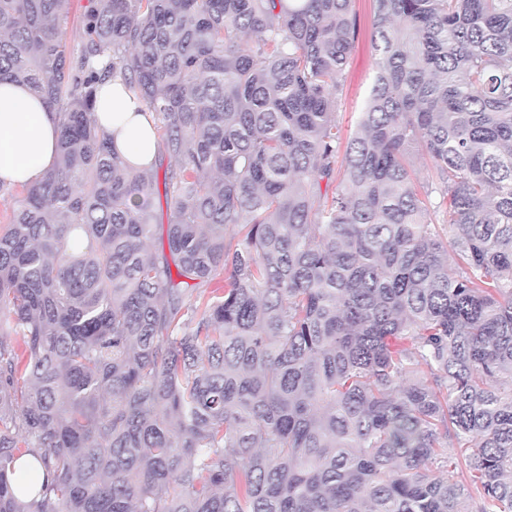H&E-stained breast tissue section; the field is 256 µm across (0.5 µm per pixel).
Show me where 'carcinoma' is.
<instances>
[{
  "label": "carcinoma",
  "instance_id": "1",
  "mask_svg": "<svg viewBox=\"0 0 512 512\" xmlns=\"http://www.w3.org/2000/svg\"><path fill=\"white\" fill-rule=\"evenodd\" d=\"M352 2L88 0L70 59L69 0H0L60 120L0 229V512H512V0H374L344 141ZM100 56L176 164L154 253ZM352 9L357 18V34L343 73L336 111L344 141L356 130L359 114L374 84L378 59L372 42L374 0H354Z\"/></svg>",
  "mask_w": 512,
  "mask_h": 512
}]
</instances>
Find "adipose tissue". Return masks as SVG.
I'll use <instances>...</instances> for the list:
<instances>
[{
	"label": "adipose tissue",
	"mask_w": 512,
	"mask_h": 512,
	"mask_svg": "<svg viewBox=\"0 0 512 512\" xmlns=\"http://www.w3.org/2000/svg\"><path fill=\"white\" fill-rule=\"evenodd\" d=\"M95 116L112 149L132 167L152 171L157 135L152 113L130 91L121 75L97 88ZM58 115L25 84L0 82V185H32L57 159Z\"/></svg>",
	"instance_id": "obj_1"
}]
</instances>
